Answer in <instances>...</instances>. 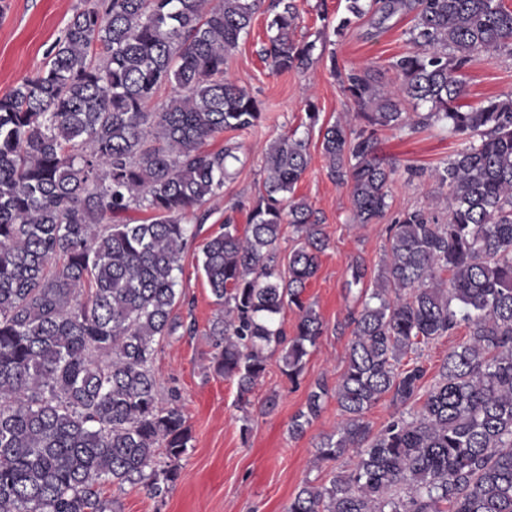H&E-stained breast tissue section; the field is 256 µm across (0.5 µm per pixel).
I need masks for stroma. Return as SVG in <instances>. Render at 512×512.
Wrapping results in <instances>:
<instances>
[{
    "label": "stroma",
    "instance_id": "stroma-1",
    "mask_svg": "<svg viewBox=\"0 0 512 512\" xmlns=\"http://www.w3.org/2000/svg\"><path fill=\"white\" fill-rule=\"evenodd\" d=\"M80 0H7L0 14V95L10 92L24 78L40 69L47 53L61 35ZM347 0H299L301 18L294 31L297 40L324 37L323 49L315 50L310 64L282 74L272 73L262 55L267 40L266 12H258L248 35L243 36L225 65L227 78L247 88L262 103L258 124L242 131L224 132L209 141L212 149L225 140L239 144L240 163L224 183L219 199L210 203L208 220L198 225L182 254L179 276L181 297L174 315L181 326L158 347L152 363L162 402L178 396L191 428L193 441L180 461L179 476L170 490L151 498L134 486L113 493L104 486V499H115L114 512H285L304 481L322 483L330 470L314 463L315 448L340 420L335 399H328L320 416L303 437L288 432L291 418L304 407L316 383L335 387L345 369L352 336L351 312L357 310L358 291L348 290L349 267H366L364 287L374 277L389 246L388 226L399 215L422 207L448 214L437 202L439 185L429 173L461 149L440 123L413 132L384 129L378 132L377 155L402 166L394 177L390 209L377 223L359 226L352 222L348 188L336 185L327 175L318 128L308 125L306 100L320 112V126L336 122L352 107L343 96L335 70L372 68L382 83L397 88L399 81L389 64L410 51L407 32L412 16L397 13L388 19L366 15L353 20L343 33H334L346 17ZM465 104L479 105L488 98L512 92V55L499 53L478 60L465 70ZM297 134L308 142L310 161L295 188L324 222L328 248L319 258V271L307 286L305 297L328 327L309 356L298 384L281 372L279 356H272L267 373L252 396L249 410L237 404L234 382L217 376L211 367L215 351L210 325L219 312L201 269L202 247L221 232L225 221L246 228L255 199L263 188L262 159L278 137ZM425 170L422 178L408 179L404 167ZM278 394L277 408L265 412L269 394ZM250 415L252 431L241 436L243 415Z\"/></svg>",
    "mask_w": 512,
    "mask_h": 512
}]
</instances>
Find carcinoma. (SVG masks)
Masks as SVG:
<instances>
[{"label":"carcinoma","mask_w":512,"mask_h":512,"mask_svg":"<svg viewBox=\"0 0 512 512\" xmlns=\"http://www.w3.org/2000/svg\"><path fill=\"white\" fill-rule=\"evenodd\" d=\"M260 0H84L45 66L0 96V512H107L100 489L162 496L178 479L192 432L158 397L156 345L173 316L190 219L224 188L239 146L206 144L261 118L260 102L224 77L228 53ZM414 14L413 49L393 60L398 89L371 68L340 76L359 129H319L328 177L350 188L353 221L389 208L397 162L376 155L380 129L443 122L464 141L429 174L448 188V222L424 209L390 225V246L351 317L346 368L320 382L289 432L302 436L336 398L341 420L315 461L357 459L328 481L304 482L286 512H512V92L460 103L465 67L512 55L503 0H347L354 18ZM297 0H274L264 54L279 74L306 66L314 41H296ZM180 94L148 110L157 91ZM429 105L415 116L402 99ZM309 164L307 141L274 140L264 194L244 232L225 223L201 267L220 311L216 375L237 385L241 409L269 354L302 374L326 325L304 297L329 245L322 219L292 196ZM146 211L144 224L129 213ZM298 246L280 270L283 226ZM298 312L294 334L278 322ZM468 340L444 359L420 405L377 433L366 413L386 395L402 407L426 369L402 363L458 327Z\"/></svg>","instance_id":"cac0c4a2"}]
</instances>
